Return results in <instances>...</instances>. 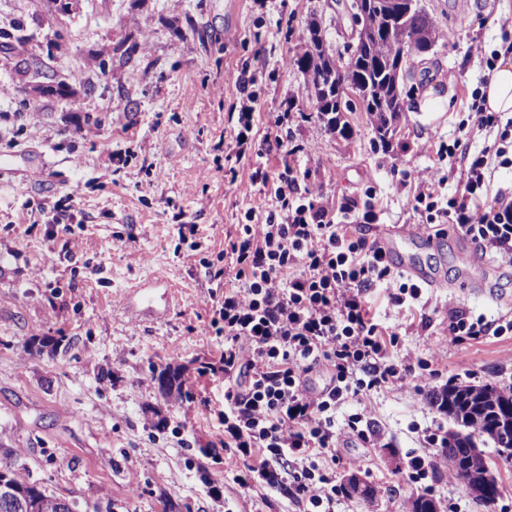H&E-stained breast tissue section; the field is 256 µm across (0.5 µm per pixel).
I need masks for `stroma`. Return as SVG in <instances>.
Segmentation results:
<instances>
[{
    "label": "stroma",
    "mask_w": 512,
    "mask_h": 512,
    "mask_svg": "<svg viewBox=\"0 0 512 512\" xmlns=\"http://www.w3.org/2000/svg\"><path fill=\"white\" fill-rule=\"evenodd\" d=\"M353 0H0V462L27 481L112 512H299L280 491L244 490L224 446L223 337L210 327L216 283L206 265L244 223L235 185L256 169L277 174L269 150L274 118L294 112L304 145L297 166L310 187L337 202L375 192L368 237L418 225L404 170L433 166L453 142L471 92L488 79L481 54L512 42V0H420L436 42L410 53L403 110L387 145L359 138L371 123L360 101L342 114L344 137L319 118L312 84L296 64L321 28L332 59L348 60ZM254 79L253 148L236 155V77ZM54 85V92L39 88ZM452 110L421 111L422 92ZM43 176L31 180L29 164ZM84 224L56 236L44 207L67 193ZM198 227L181 239L179 222ZM465 242L436 249L399 243L448 280L420 286L393 307L384 288L367 298L377 324L399 326L394 360H429L428 385L389 384L371 396L376 444L352 434L362 411L336 409L339 454L372 500L340 492L335 512H410L426 496L446 512H512V460L480 448L496 477L494 505L476 503L448 466L411 480L409 461L429 455V432L448 417L426 405L451 384L512 387V331L452 341L448 316L512 321V267L489 259L478 282L456 262ZM181 372L189 399L166 394L159 375Z\"/></svg>",
    "instance_id": "stroma-1"
}]
</instances>
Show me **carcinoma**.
<instances>
[{
  "mask_svg": "<svg viewBox=\"0 0 512 512\" xmlns=\"http://www.w3.org/2000/svg\"><path fill=\"white\" fill-rule=\"evenodd\" d=\"M362 28L370 39V47H355L346 65H336L320 50L318 36L312 38L313 49L297 58V65L309 75L317 112L330 129L346 133V127L340 126L339 120L341 112L350 107L343 93V85L349 82L370 116L377 137L384 142L391 132L390 121L403 109L401 82L408 76L404 58L420 43L418 39L412 40V36L433 29V25L420 8L400 22L388 11L384 0H375L367 9ZM179 379L180 373L175 369L161 381L167 394L187 399L189 395L183 391ZM430 401L458 426L448 432V447L445 448L448 463L466 479L476 501L485 506L493 504L499 489L487 461H481L476 468L466 466L465 462L471 457V449L476 447V436L492 441L504 449L506 458H512V388L450 384L434 392ZM0 482L23 490L27 505L24 512H43L47 501L58 499L46 487L21 479L9 462L0 463Z\"/></svg>",
  "mask_w": 512,
  "mask_h": 512,
  "instance_id": "obj_1",
  "label": "carcinoma"
}]
</instances>
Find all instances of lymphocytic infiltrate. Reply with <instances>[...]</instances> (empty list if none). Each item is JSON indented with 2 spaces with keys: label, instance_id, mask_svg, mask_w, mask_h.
<instances>
[{
  "label": "lymphocytic infiltrate",
  "instance_id": "f902f5d3",
  "mask_svg": "<svg viewBox=\"0 0 512 512\" xmlns=\"http://www.w3.org/2000/svg\"><path fill=\"white\" fill-rule=\"evenodd\" d=\"M484 102V93L473 90L457 137L438 148L439 165L401 176L418 180L411 206L425 226L452 225L482 254L512 266V187L488 191L492 166L512 167V117L486 111ZM476 128L496 136L474 153L468 136ZM302 150H287L276 208L256 193L267 173L239 185L249 202L247 221L225 238L224 265L210 274L224 282L211 326L224 338V445L242 457L248 477L241 487L284 489L304 512H334L336 487L318 461L336 454L337 407L389 383L424 382L429 364L391 362L398 332L375 322L366 294L397 283L389 300L400 306L417 297L418 286L405 282L356 224L298 196L293 158ZM445 160L460 171L457 191L446 197L439 192ZM316 368L330 374L318 392L306 382Z\"/></svg>",
  "mask_w": 512,
  "mask_h": 512
}]
</instances>
